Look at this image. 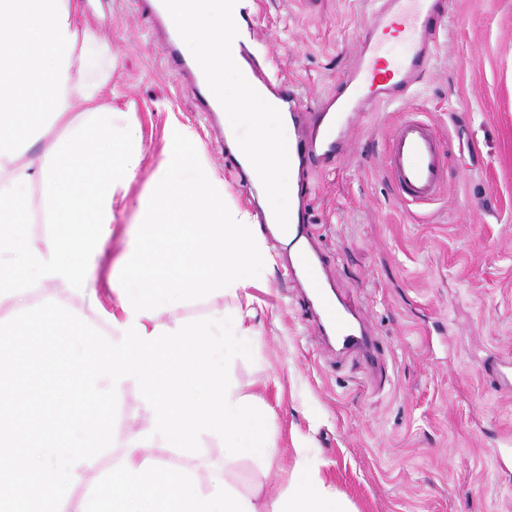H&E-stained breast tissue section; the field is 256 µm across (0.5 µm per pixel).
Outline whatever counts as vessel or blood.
Returning <instances> with one entry per match:
<instances>
[{
	"label": "vessel or blood",
	"instance_id": "1",
	"mask_svg": "<svg viewBox=\"0 0 512 512\" xmlns=\"http://www.w3.org/2000/svg\"><path fill=\"white\" fill-rule=\"evenodd\" d=\"M154 19L169 58L178 60L208 111L221 104L206 79L179 57V35L162 0H141ZM373 8L347 69L336 80L334 92L309 109L301 93L259 59L243 38H236L234 55L250 85L265 93L288 115V141L293 179L289 192L297 205L287 228L259 205L251 208L268 235L288 243V274L306 286V302L318 318L324 336L341 351L371 352L374 338L368 322L336 296L330 285L324 254L308 229L306 199L311 191L310 163L323 158L340 161L355 125L380 106L404 104L419 86L441 44L447 0H372ZM224 153L232 159L241 180L252 182L255 170L246 164L230 134L220 136ZM386 168L406 205L423 204L442 194L447 182L445 151L439 132L428 122L407 118L399 122L385 147Z\"/></svg>",
	"mask_w": 512,
	"mask_h": 512
}]
</instances>
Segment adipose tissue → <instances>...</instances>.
Returning a JSON list of instances; mask_svg holds the SVG:
<instances>
[{
	"instance_id": "obj_1",
	"label": "adipose tissue",
	"mask_w": 512,
	"mask_h": 512,
	"mask_svg": "<svg viewBox=\"0 0 512 512\" xmlns=\"http://www.w3.org/2000/svg\"><path fill=\"white\" fill-rule=\"evenodd\" d=\"M78 74L88 77L87 107L75 116ZM108 79L97 36L79 27L68 0H0V512H59L69 502L73 512H350L311 477L301 446L287 489L270 502L223 477L201 492L151 457L215 436L226 458L273 460L261 407L226 373L252 348L249 310L166 316L172 305L252 287L272 258L193 151L196 133L175 124L119 269L100 277L113 206L135 177L141 145L125 113L95 106ZM33 150L35 170L22 161ZM36 314L54 319L63 346L32 339ZM131 385L149 427L119 441L110 419ZM117 445L123 455L107 482L73 499L86 462Z\"/></svg>"
}]
</instances>
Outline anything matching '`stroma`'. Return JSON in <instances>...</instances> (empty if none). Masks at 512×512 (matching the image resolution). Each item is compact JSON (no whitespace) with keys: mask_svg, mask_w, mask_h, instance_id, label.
Returning <instances> with one entry per match:
<instances>
[{"mask_svg":"<svg viewBox=\"0 0 512 512\" xmlns=\"http://www.w3.org/2000/svg\"><path fill=\"white\" fill-rule=\"evenodd\" d=\"M112 57L103 107L142 131L136 178L114 206L105 264L117 266L136 229L139 200L163 158L167 130L192 128L197 150L249 211L253 190L233 173L190 84L167 61L137 0H70ZM369 0H248L257 50L316 105L348 66ZM447 31L425 83L406 106L368 113L340 163L318 166L310 228L340 295L369 320L378 367L320 340L287 275L286 243L268 241L274 270L251 289L257 340L231 373L267 410L272 464L227 460L224 441L193 454L155 448L170 474L207 490L227 475L240 492L279 497L309 446L313 476L352 512H512V0H449ZM442 136L448 160L440 199L405 206L383 146L405 113Z\"/></svg>","mask_w":512,"mask_h":512,"instance_id":"stroma-1","label":"stroma"}]
</instances>
